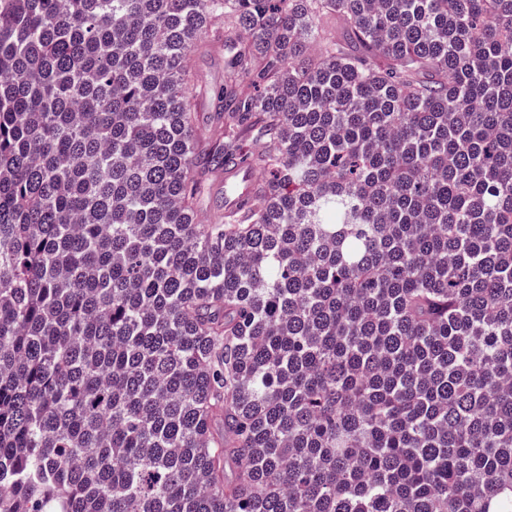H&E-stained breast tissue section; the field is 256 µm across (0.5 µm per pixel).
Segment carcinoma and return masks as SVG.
<instances>
[{"mask_svg": "<svg viewBox=\"0 0 512 512\" xmlns=\"http://www.w3.org/2000/svg\"><path fill=\"white\" fill-rule=\"evenodd\" d=\"M3 486L512 512V0H0ZM189 68L198 80H195L189 90L198 97L199 125L203 130H207L222 121L217 102L211 93L205 95L203 89L210 90L224 82V49L195 48L190 53ZM220 171L209 176L208 194L198 213L201 221L206 220L204 214L207 216L213 210L221 209L218 197L212 190L217 178L216 191L224 202L225 214L234 215L256 201L259 182L254 169L238 162H228L218 177Z\"/></svg>", "mask_w": 512, "mask_h": 512, "instance_id": "carcinoma-1", "label": "carcinoma"}]
</instances>
